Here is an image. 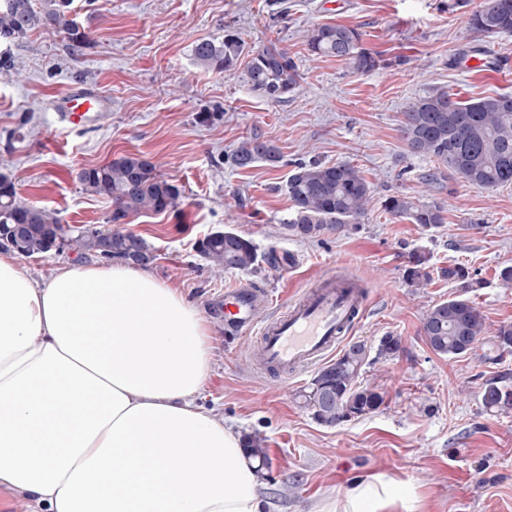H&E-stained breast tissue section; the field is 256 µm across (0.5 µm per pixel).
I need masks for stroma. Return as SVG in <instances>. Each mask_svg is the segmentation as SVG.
Segmentation results:
<instances>
[{
    "instance_id": "35a3bbf8",
    "label": "stroma",
    "mask_w": 512,
    "mask_h": 512,
    "mask_svg": "<svg viewBox=\"0 0 512 512\" xmlns=\"http://www.w3.org/2000/svg\"><path fill=\"white\" fill-rule=\"evenodd\" d=\"M480 3L452 12L448 0H72L94 41L83 54L43 29L0 43L11 66L10 76L0 75V171L12 174L21 201L55 212L70 235L105 227L111 201L83 191L76 173L128 152L145 155L180 187L176 210L133 217L120 230L143 238L150 269L209 319L213 364L198 402L263 438L269 512H315L325 497L377 477L403 495L396 512H512V410H488L481 400L487 380L512 389V347L495 338L512 323V288L498 278L512 265V185L464 183L408 154L399 134L407 104L434 89L461 100L512 93V33L471 32L467 17ZM323 23L357 28L389 67L360 74L311 56L306 32ZM228 30L246 49L273 45L296 62L302 80L288 102L263 99L240 74L195 62V42ZM474 58L481 66H471ZM73 84L108 93L111 112L76 129L62 124L52 100ZM255 133L278 147L281 161L232 167L228 155ZM313 158L352 162L371 184L358 231L312 242L282 230L290 207L283 186L296 163ZM432 172L440 179L429 186ZM424 191L445 205L440 227L426 231L381 208L388 195ZM224 227L252 239L256 269L209 271L196 245ZM415 250L434 271L420 288L405 280ZM455 263L484 283L470 297L486 330L470 354L448 358L428 348L421 322L433 304L458 295L435 274ZM330 271L365 284L363 316L341 342L370 347L360 380L384 398L377 412L333 428L296 397L315 368L285 384L256 369L255 338L229 328L223 307L225 287L245 283L267 293L263 316H278ZM388 334L402 349L384 358L376 348Z\"/></svg>"
}]
</instances>
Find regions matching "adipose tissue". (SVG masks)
Returning <instances> with one entry per match:
<instances>
[{"label": "adipose tissue", "mask_w": 512, "mask_h": 512, "mask_svg": "<svg viewBox=\"0 0 512 512\" xmlns=\"http://www.w3.org/2000/svg\"><path fill=\"white\" fill-rule=\"evenodd\" d=\"M201 309L143 266L35 280L0 252V488L33 512H267L240 432L197 402ZM382 480L319 512H394Z\"/></svg>", "instance_id": "obj_1"}]
</instances>
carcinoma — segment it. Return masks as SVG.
<instances>
[{
    "mask_svg": "<svg viewBox=\"0 0 512 512\" xmlns=\"http://www.w3.org/2000/svg\"><path fill=\"white\" fill-rule=\"evenodd\" d=\"M71 0H0V40H19L42 28L60 35L72 54L91 48L92 39L72 15ZM473 32L491 37L512 33V0H482L468 18ZM311 55L335 57L357 73L381 67L379 54L363 47L361 33L346 25L318 24L306 33ZM195 61L216 73H230L242 54L248 61L243 79L259 96L284 102L300 85L302 75L288 53L274 45L244 52V43L232 31L224 40H204L194 44ZM407 152L439 161L452 176L482 188L512 184V95L498 94L460 101L445 89L436 90L410 102L402 112L399 127ZM281 154L269 141L253 135L244 139L228 156L230 164L245 169L264 161L279 163ZM82 190L112 203L107 223L124 224L127 217L159 214L178 205L181 191L159 173L149 159L139 153H126L101 165L77 172ZM291 211L282 229L301 240L318 241L327 232L345 233L359 228L372 203V190L360 169L349 163L327 165L313 159L299 162L285 184ZM383 210L395 219H406L423 228L446 221V210L436 198L396 193L385 198ZM22 226L20 237L13 228ZM69 246L79 254L100 260L129 262L139 251L144 263L152 260L144 239L115 230L88 229L70 238L56 214L44 207L25 203L17 196L14 178L0 172V246L31 256L58 251ZM210 270H252L258 265L253 242L232 229L217 230L199 245ZM439 276L459 285L463 291L478 288L482 282L469 270L452 264L442 267ZM405 279L413 286L429 280L425 253L411 254ZM485 318L470 299L455 296L426 311L422 335L438 355L455 358L468 353L484 334ZM369 354L363 342L349 344L336 360L320 368L310 384L299 392V399L313 418L326 427L363 417L378 410L383 396L376 388L361 385L358 379ZM489 410H512V389L492 380L482 394ZM247 456L258 462L257 472L268 465L264 439L247 434L243 438Z\"/></svg>",
    "mask_w": 512,
    "mask_h": 512,
    "instance_id": "cac0c4a2",
    "label": "carcinoma"
}]
</instances>
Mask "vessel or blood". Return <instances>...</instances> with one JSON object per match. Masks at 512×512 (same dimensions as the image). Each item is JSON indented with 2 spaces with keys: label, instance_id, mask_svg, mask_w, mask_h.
Wrapping results in <instances>:
<instances>
[{
  "label": "vessel or blood",
  "instance_id": "1",
  "mask_svg": "<svg viewBox=\"0 0 512 512\" xmlns=\"http://www.w3.org/2000/svg\"><path fill=\"white\" fill-rule=\"evenodd\" d=\"M55 106L68 125L80 127L90 113L109 111L110 102L100 90L70 86L56 96ZM224 309L228 324L256 335L258 365L285 378L332 356L342 333L361 319L363 302L360 294L344 290L330 272L275 318L260 317L253 292L241 284L225 289Z\"/></svg>",
  "mask_w": 512,
  "mask_h": 512
}]
</instances>
